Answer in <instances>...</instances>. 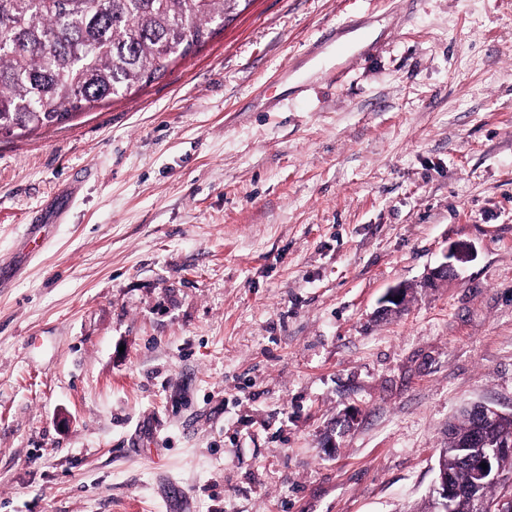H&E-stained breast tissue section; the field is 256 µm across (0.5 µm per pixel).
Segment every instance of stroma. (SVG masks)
<instances>
[{
	"mask_svg": "<svg viewBox=\"0 0 512 512\" xmlns=\"http://www.w3.org/2000/svg\"><path fill=\"white\" fill-rule=\"evenodd\" d=\"M0 275V512H418L512 412V0H244L0 136ZM409 290L406 286L398 285L390 288L382 297L379 306V316L382 318L392 317L397 315L405 306L408 298ZM395 296H402V299L395 302Z\"/></svg>",
	"mask_w": 512,
	"mask_h": 512,
	"instance_id": "obj_1",
	"label": "stroma"
}]
</instances>
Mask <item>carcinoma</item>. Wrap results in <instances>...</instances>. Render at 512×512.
<instances>
[{"label": "carcinoma", "instance_id": "carcinoma-1", "mask_svg": "<svg viewBox=\"0 0 512 512\" xmlns=\"http://www.w3.org/2000/svg\"><path fill=\"white\" fill-rule=\"evenodd\" d=\"M238 0H0V135L61 126L163 75L206 43ZM465 412L448 430L439 467L458 489L449 512L512 496V453L475 480L468 460L490 452L512 422L476 435Z\"/></svg>", "mask_w": 512, "mask_h": 512}]
</instances>
